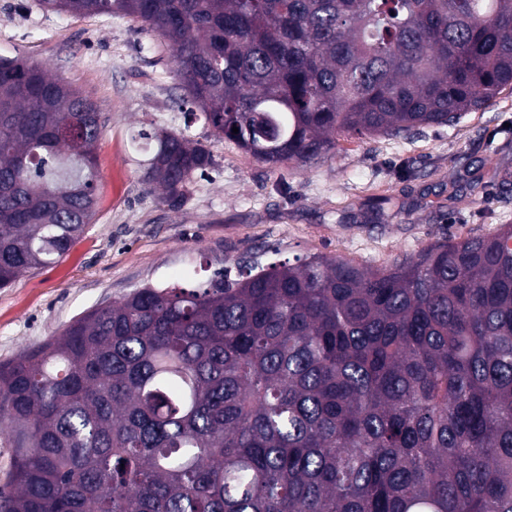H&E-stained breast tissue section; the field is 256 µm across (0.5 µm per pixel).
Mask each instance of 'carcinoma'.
<instances>
[{"mask_svg":"<svg viewBox=\"0 0 512 512\" xmlns=\"http://www.w3.org/2000/svg\"><path fill=\"white\" fill-rule=\"evenodd\" d=\"M172 51L216 139L305 165L512 90V0H42ZM238 133H232V128ZM99 106L0 58V288L95 215ZM155 142L172 208L209 148ZM0 512H512V224L380 268L314 255L144 285L0 365Z\"/></svg>","mask_w":512,"mask_h":512,"instance_id":"cac0c4a2","label":"carcinoma"}]
</instances>
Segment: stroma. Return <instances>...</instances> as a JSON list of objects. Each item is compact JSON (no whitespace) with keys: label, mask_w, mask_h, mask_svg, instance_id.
<instances>
[{"label":"stroma","mask_w":512,"mask_h":512,"mask_svg":"<svg viewBox=\"0 0 512 512\" xmlns=\"http://www.w3.org/2000/svg\"><path fill=\"white\" fill-rule=\"evenodd\" d=\"M46 66L96 102L98 204L58 263L0 288V363L56 335L86 311L146 284L193 288L231 263L314 255L382 267L452 234L512 224V93L455 126L408 138H340L305 166L258 162L211 137L185 97L169 48L122 15L74 16L40 0H0V57ZM201 141L214 164L183 204L143 180L138 130Z\"/></svg>","instance_id":"35a3bbf8"}]
</instances>
